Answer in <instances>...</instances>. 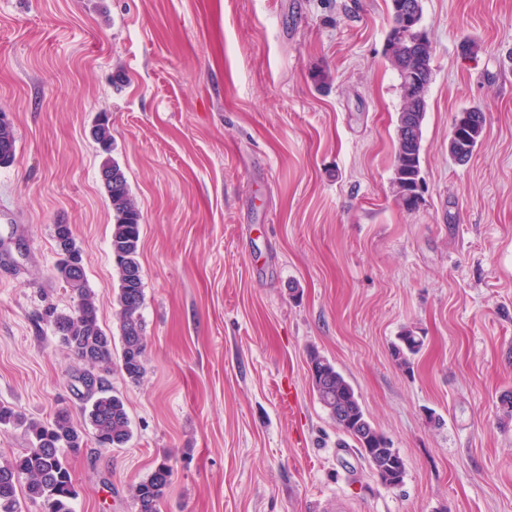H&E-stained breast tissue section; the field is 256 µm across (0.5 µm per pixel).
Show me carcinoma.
<instances>
[{
    "label": "carcinoma",
    "mask_w": 512,
    "mask_h": 512,
    "mask_svg": "<svg viewBox=\"0 0 512 512\" xmlns=\"http://www.w3.org/2000/svg\"><path fill=\"white\" fill-rule=\"evenodd\" d=\"M392 26L387 35L386 53L397 71L403 104L397 119L396 149L392 185L401 202L416 186L421 173L422 126L426 116V93L431 82L433 50L426 33L418 30L417 45L399 38L402 19L397 0H391ZM419 70V85L406 87L407 68ZM473 120L462 131L463 138L452 142L453 151L472 157L485 129L484 113L471 111ZM93 138L101 149L100 172L108 177L106 193L112 209L110 241L112 264L118 275L119 331L122 342L121 370L138 383L146 368L145 336L141 316L144 288L141 278V212L130 193L119 165L111 158L112 132L105 120L97 123ZM16 139L12 123L0 122V166L14 161ZM55 243L65 244L75 254L77 248L68 224L54 225ZM68 286L73 310L53 316L54 331L62 345L84 365L79 379L87 390L83 412L93 430L95 442L107 448H122L132 438L129 417L123 399L112 394L101 373L112 364V334L102 328L95 293L87 285L85 273L74 283V270L66 255L56 267ZM394 355L404 361L417 354L423 338L405 330L398 336ZM309 371L317 399L337 427L353 439L379 480L386 486L402 483L404 462L388 438L367 418L354 388L334 365L317 352L309 355ZM0 426L24 429L28 447L12 455H0V512H21L19 496L40 503L43 512H73L77 490L72 477L70 456L86 447L82 430L75 427L66 409L57 411L49 422L28 419L13 408L0 404ZM174 468L170 457H163L151 474L132 487L137 512H158V506L172 483Z\"/></svg>",
    "instance_id": "1"
}]
</instances>
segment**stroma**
Instances as JSON below:
<instances>
[{"instance_id": "stroma-1", "label": "stroma", "mask_w": 512, "mask_h": 512, "mask_svg": "<svg viewBox=\"0 0 512 512\" xmlns=\"http://www.w3.org/2000/svg\"><path fill=\"white\" fill-rule=\"evenodd\" d=\"M421 5L432 79L409 211L391 184L390 0H0L16 137L0 167V403L84 422L82 365L51 323L73 306L55 225L119 330L99 119L142 213L146 373L106 375L132 438L72 456L74 512H136L132 486L166 453L159 512H512V0ZM469 109L485 133L460 164L448 140ZM407 327L423 346L404 366ZM312 350L399 450L400 487L319 403Z\"/></svg>"}]
</instances>
